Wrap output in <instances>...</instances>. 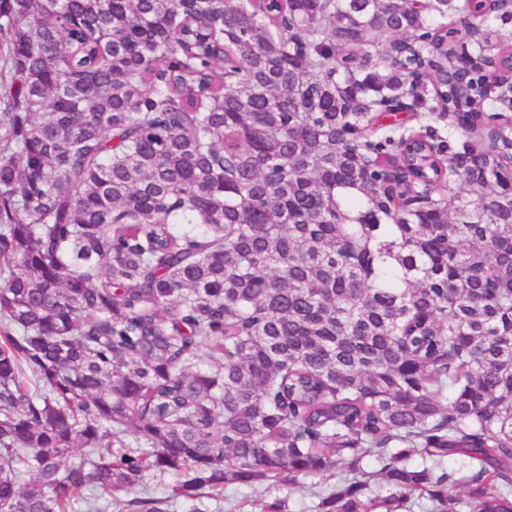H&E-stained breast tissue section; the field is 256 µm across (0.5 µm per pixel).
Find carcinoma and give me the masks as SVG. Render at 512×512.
Segmentation results:
<instances>
[{"label":"carcinoma","mask_w":512,"mask_h":512,"mask_svg":"<svg viewBox=\"0 0 512 512\" xmlns=\"http://www.w3.org/2000/svg\"><path fill=\"white\" fill-rule=\"evenodd\" d=\"M0 47V512L339 461L325 512H512V12L0 0ZM177 482V476L166 475L162 478L149 477L146 479V488H139L135 492L131 493L127 499L136 496H144L143 493L146 491L150 496L157 499H164L172 494V487ZM145 490V491H144Z\"/></svg>","instance_id":"carcinoma-1"}]
</instances>
